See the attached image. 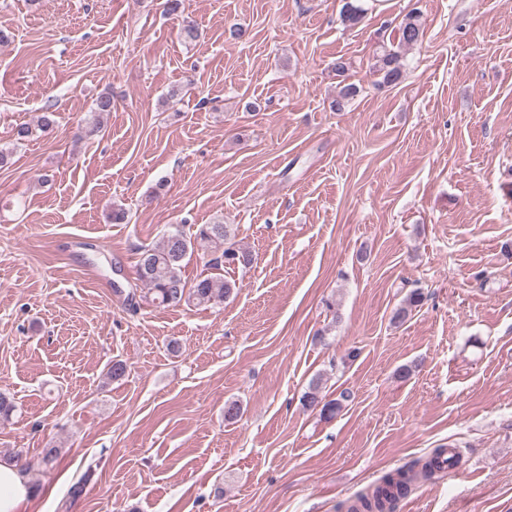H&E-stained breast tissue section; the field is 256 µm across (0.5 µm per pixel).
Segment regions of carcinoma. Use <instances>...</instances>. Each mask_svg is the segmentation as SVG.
Instances as JSON below:
<instances>
[{"mask_svg": "<svg viewBox=\"0 0 512 512\" xmlns=\"http://www.w3.org/2000/svg\"><path fill=\"white\" fill-rule=\"evenodd\" d=\"M365 12L360 4L345 0L341 8L342 20L354 25ZM424 32L420 15L408 14L399 27V41L395 49L382 48L375 55L372 70L382 76V82L392 84L401 77V50L410 48L422 39ZM202 249L210 259L206 264L217 273L206 275L190 283L184 277L186 259L196 249ZM252 256L235 248L231 242L228 225L201 224L192 234L186 233L178 224H173L164 232L161 242L156 246L139 249L136 275L143 285V298L159 307L178 308L187 306L217 305L224 302L234 290L236 282L224 278L219 269L228 265H250ZM424 300L421 289L410 291L401 306L396 309L392 320L403 323ZM319 383L311 384L309 391L301 397V405L306 409L319 410L325 417H332L342 407L348 395L341 393L340 398L324 402L319 397ZM460 462V455L446 448H435L424 458L416 459L405 469L388 473L381 478L373 490L357 499L350 512H395L398 502L404 498L410 483L416 478L430 479L436 473Z\"/></svg>", "mask_w": 512, "mask_h": 512, "instance_id": "carcinoma-1", "label": "carcinoma"}]
</instances>
